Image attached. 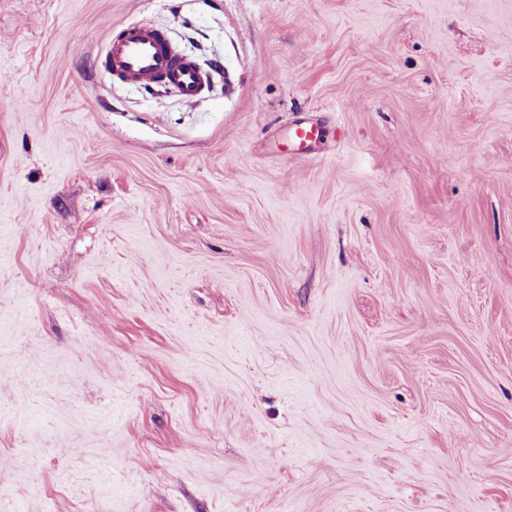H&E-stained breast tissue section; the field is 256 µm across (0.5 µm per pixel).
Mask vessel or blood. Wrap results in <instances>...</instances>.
<instances>
[{
    "instance_id": "1",
    "label": "vessel or blood",
    "mask_w": 512,
    "mask_h": 512,
    "mask_svg": "<svg viewBox=\"0 0 512 512\" xmlns=\"http://www.w3.org/2000/svg\"><path fill=\"white\" fill-rule=\"evenodd\" d=\"M106 61L113 79L135 86L162 84L186 104L196 103L209 84L207 72L189 56L178 54L163 29L139 24L123 29L107 45ZM328 133L318 120L303 117L289 128L299 146L318 142Z\"/></svg>"
}]
</instances>
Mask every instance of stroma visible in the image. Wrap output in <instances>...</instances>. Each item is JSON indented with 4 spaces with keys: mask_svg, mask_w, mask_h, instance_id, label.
<instances>
[{
    "mask_svg": "<svg viewBox=\"0 0 512 512\" xmlns=\"http://www.w3.org/2000/svg\"><path fill=\"white\" fill-rule=\"evenodd\" d=\"M1 72L0 512H512V0H0ZM106 61L113 79L127 85L162 84L185 104L196 103L209 85L207 72L189 56L179 55L166 32L150 25L128 26L107 45ZM289 137L299 147H305L317 143L322 137L329 134L318 120L303 117L296 119L289 128Z\"/></svg>",
    "mask_w": 512,
    "mask_h": 512,
    "instance_id": "35a3bbf8",
    "label": "stroma"
}]
</instances>
